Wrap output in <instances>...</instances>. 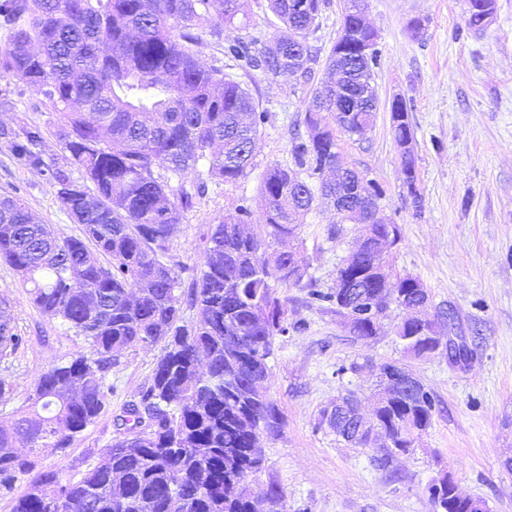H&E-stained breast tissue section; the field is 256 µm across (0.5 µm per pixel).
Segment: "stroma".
<instances>
[{
    "label": "stroma",
    "instance_id": "1",
    "mask_svg": "<svg viewBox=\"0 0 512 512\" xmlns=\"http://www.w3.org/2000/svg\"><path fill=\"white\" fill-rule=\"evenodd\" d=\"M366 19L378 36L381 65L375 73L379 106L362 135L337 132L344 162L380 185L379 205L402 241L394 252L396 268L419 277L430 293V316H454L469 360L449 364L447 356L416 359L406 355L391 329L360 339L351 335L326 302H308L305 291L276 286L288 322L302 321V332L276 340L269 362L270 398L284 425L265 442L261 469L250 476L254 488L275 483L286 512H433L426 485L447 469L460 489L483 498L490 512H512V0H496V10L478 32L468 29L467 0H366ZM421 31H414V21ZM340 0H329L307 42L317 54L315 77H323L329 50L338 36ZM240 36L270 43L281 23L266 0H246L238 17ZM236 77L270 112L255 145V167L235 185L211 188L189 211L172 244L177 259L198 267L211 227L234 212L242 199L257 201L267 166L286 162L291 141L302 136L307 88L237 71ZM412 107L415 158L421 208H414L404 185L398 148L387 109L392 96ZM58 114L33 87L0 82V124L37 126L45 135L47 157L62 149L52 131ZM18 191L31 212L57 235H73L77 224L57 200L46 176L20 164L0 139V193ZM338 217L316 208L300 232V254L319 288L336 280L361 227L348 224L329 238ZM0 294L22 346L0 366L13 388L0 404V424L20 410L37 378L67 359L83 342L60 322L48 319L30 302L15 272L0 263ZM157 350L124 352L112 368V398L107 412L60 454L46 448L43 466L63 479L79 478L111 444L125 405L152 376ZM398 361L433 394L431 426L409 453L380 467L376 453L337 438L319 423V411L346 393L371 412L375 378L372 365ZM360 371H350L351 363Z\"/></svg>",
    "mask_w": 512,
    "mask_h": 512
}]
</instances>
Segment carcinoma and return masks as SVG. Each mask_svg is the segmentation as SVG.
Returning <instances> with one entry per match:
<instances>
[{"label": "carcinoma", "instance_id": "obj_1", "mask_svg": "<svg viewBox=\"0 0 512 512\" xmlns=\"http://www.w3.org/2000/svg\"><path fill=\"white\" fill-rule=\"evenodd\" d=\"M268 0L282 28L273 44L234 36L241 0H0V80H19L58 112L53 135L64 163L44 160L37 126H1L24 165L44 172L79 235L55 236L38 223L18 192L0 195V262L19 276L33 305L85 342L69 359L50 366L26 406L0 425V496L27 479L31 491L11 498V512H251L244 482L263 455L252 448L253 431L281 432L283 416L269 400L245 395L268 377L275 340L299 330L288 326L274 283L307 291L336 313L362 295L373 298L385 273L403 301L424 297L420 280L395 272L373 252L395 224L371 225L372 237L353 263L338 269L345 288L318 289L304 279L295 252L279 245L299 237L318 203L366 211L382 195L353 169L336 178V129L350 136L368 128L378 109L375 70L380 50L366 25V0H344L339 35L326 58L329 80L312 83L317 60L307 35L325 0ZM466 25L483 29L495 0H467ZM224 42V58L246 73L288 82L300 73L310 85L304 100L307 136L293 138L291 162L268 166L260 183L263 223H252L249 200L211 229L188 291L189 270L171 254L185 213L210 184L235 185L252 168L255 142L270 120L249 89L224 72L204 66L195 47L200 31ZM395 141L413 137L408 103L398 107ZM189 186L174 183L198 166ZM404 183L420 198L415 156L401 159ZM82 181L72 177V170ZM164 170L165 174L158 173ZM0 358L22 342L3 316ZM195 316L184 320V309ZM369 319L349 323L361 339L378 335ZM433 327L406 323L396 333L415 357L434 354ZM159 348L151 380L124 408L123 432L77 480L63 481L40 463V450H64L106 411L110 374L118 355ZM387 390L380 396L375 428L394 435L379 448L387 464L408 450L410 435L427 429L435 399ZM351 407H337L331 430L358 448L368 434ZM433 512H489L480 498L450 496L448 472L427 485Z\"/></svg>", "mask_w": 512, "mask_h": 512}]
</instances>
